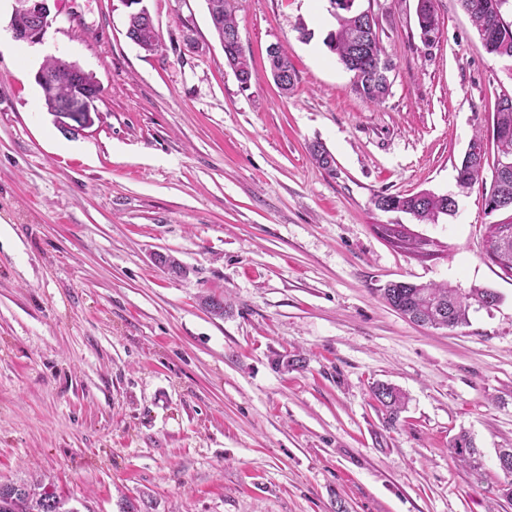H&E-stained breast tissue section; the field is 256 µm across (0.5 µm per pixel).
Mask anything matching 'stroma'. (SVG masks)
I'll return each instance as SVG.
<instances>
[{
  "instance_id": "obj_1",
  "label": "stroma",
  "mask_w": 512,
  "mask_h": 512,
  "mask_svg": "<svg viewBox=\"0 0 512 512\" xmlns=\"http://www.w3.org/2000/svg\"><path fill=\"white\" fill-rule=\"evenodd\" d=\"M144 3L152 52L127 38L124 0H60L35 44L13 39L0 0V483L39 479L77 512H512L497 459L512 448V276L484 256L512 211L485 210L492 167L456 186L512 95V58L487 54L460 0H434L429 46L417 0H358L395 65L373 103L325 44L329 0H239L245 89L206 0ZM273 44L296 70L286 94ZM51 57L101 87L93 127L47 111L35 75ZM425 190L456 195L455 213L374 205ZM398 280L498 300L424 327L383 301ZM379 383L406 396L395 426ZM463 433L472 466L450 453ZM217 38L224 47L223 29L220 31L215 25H212ZM224 55L228 65L234 70L240 83H247L243 86L247 87L252 79V67L247 57L246 51L236 47L234 44H227L224 47ZM474 148L478 149V153L474 154L468 163H461V167L458 170L457 175V186L464 190L469 189L475 184L480 177L478 169L483 171L485 163L488 162V151L485 137L482 133H477L470 141Z\"/></svg>"
}]
</instances>
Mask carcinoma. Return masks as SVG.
Instances as JSON below:
<instances>
[{"label": "carcinoma", "mask_w": 512, "mask_h": 512, "mask_svg": "<svg viewBox=\"0 0 512 512\" xmlns=\"http://www.w3.org/2000/svg\"><path fill=\"white\" fill-rule=\"evenodd\" d=\"M237 0H207L211 14H219L224 30L214 29L218 39L223 34L238 30L236 22ZM465 12L471 18L485 51L494 57L512 58V24L504 19V9L509 0H460ZM337 28L332 31L326 45L339 62L354 73L356 90L373 103L382 102L389 94V85L379 75L377 63L393 67L391 59L381 46L375 27L371 26L359 12L348 10L339 5L333 12ZM418 24L422 33H433L438 20L433 6L423 8L418 15ZM127 32L141 37L148 52L158 47L156 29L143 27V17L129 14ZM228 65L239 76V82L248 83L252 79V67L245 49L233 44L224 47ZM277 67L284 71L286 85L281 90L287 92L295 84L296 72L288 53L278 47ZM41 70L54 77L55 99L63 102L69 98L73 81H83L74 68L64 60L51 58ZM493 141L497 158L494 159V181L490 192L485 196V205L497 203L502 209L512 210V103L498 101L492 118ZM471 145L478 149L468 163L458 169L457 186L469 189L480 177V170L488 162L485 137L477 133ZM456 198L452 194L436 195L420 191L408 195L379 194L375 206L382 211L403 212L421 223H434L441 215L455 212ZM490 253L487 257L502 271L512 275V235L500 236L493 229L488 236ZM382 298L395 311L410 321L431 327L455 328L468 323V312L472 303L492 305L498 295L486 289H474L463 294L456 288L444 284H417L407 281L390 282L381 289ZM373 395L388 415V424H393L404 407V396L395 387L378 383ZM451 454L460 462L467 463L477 455L473 441L465 435L454 439ZM0 512H76L67 507V501L43 487L40 483L0 484Z\"/></svg>", "instance_id": "carcinoma-1"}]
</instances>
